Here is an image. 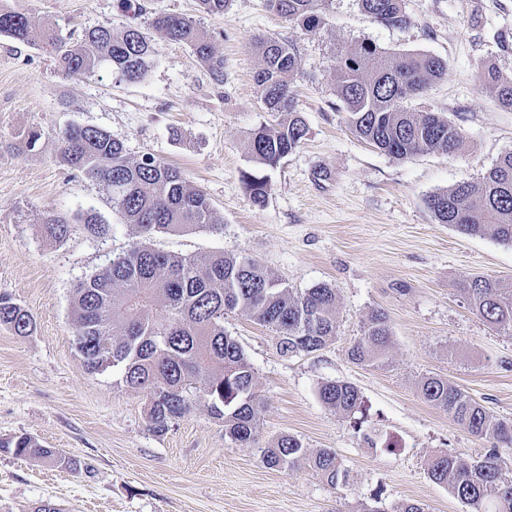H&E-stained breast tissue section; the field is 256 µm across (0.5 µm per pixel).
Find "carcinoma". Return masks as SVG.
<instances>
[{
	"instance_id": "cac0c4a2",
	"label": "carcinoma",
	"mask_w": 512,
	"mask_h": 512,
	"mask_svg": "<svg viewBox=\"0 0 512 512\" xmlns=\"http://www.w3.org/2000/svg\"><path fill=\"white\" fill-rule=\"evenodd\" d=\"M359 2L383 26L407 22L403 0ZM327 4L328 0H269L270 8L285 21L308 33L322 24ZM148 27L190 46L213 79L224 82V58L196 20L159 12ZM0 34L54 47L62 70L70 76L92 75L106 65L134 82L145 76L153 61L150 36L134 22L119 33L110 26L96 27L70 45L53 30L37 29L25 14L0 6ZM259 49L262 65L255 82L267 111L279 119L255 129L249 149L257 162L273 169L301 145L308 127L293 107L296 60L291 44L262 39ZM333 69L339 108L349 113L352 130L377 149L396 159L431 152L453 156L461 151L465 137L459 126L434 112L409 108L411 100L444 74L443 60L418 53L391 55L361 44L341 52ZM483 80L500 106L512 110V77L489 68ZM58 139L62 162L105 186L112 209L144 238L218 225L207 196L190 188L179 169L151 156L130 160L124 144L98 127L70 125ZM241 181L254 204L266 203L271 191L267 175L244 171ZM428 205L440 224L465 235L490 231L501 243L512 245V152L479 180L432 195ZM42 231L64 241L72 224L53 214L45 218ZM462 290L487 324L512 331L511 280L471 275L464 279ZM336 302L332 286L322 283L297 293L247 257L221 252L198 260L140 244L76 285L73 307L81 336L77 349L90 372L124 367L123 383L146 398V417L154 432H165L173 420L190 413L198 395L208 400L212 418L224 423V435L248 447L259 434L262 403L255 391L253 367L237 340L224 331V315L246 312L275 333L283 355L312 353L336 339ZM159 309L164 312L161 319L156 315ZM0 325L17 336L33 331L32 316L7 294L0 295ZM389 337L384 313H372L349 349L351 359L380 360ZM419 391L469 434L495 440L492 449L474 462L448 452L433 455L427 462L429 478L448 486L473 512H512V479L503 473L498 452L500 447H512V420L490 415L446 378L425 376ZM320 397L346 416L361 407L360 392L349 382L324 384ZM0 448L16 456L53 457V449L29 436L1 441ZM263 461L270 469L305 465L335 487L348 481L335 451L323 448L310 453L292 435L281 436L264 449Z\"/></svg>"
}]
</instances>
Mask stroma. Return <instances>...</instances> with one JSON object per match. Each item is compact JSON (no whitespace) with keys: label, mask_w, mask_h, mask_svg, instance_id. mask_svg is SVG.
Wrapping results in <instances>:
<instances>
[{"label":"stroma","mask_w":512,"mask_h":512,"mask_svg":"<svg viewBox=\"0 0 512 512\" xmlns=\"http://www.w3.org/2000/svg\"><path fill=\"white\" fill-rule=\"evenodd\" d=\"M0 2L70 43L129 21L117 0ZM141 2L144 25L155 11L197 18L224 58L223 84L187 45L159 32L153 63L137 82L105 67L67 76L51 46L0 35V293L35 321L23 337L0 325V440L27 435L74 462L68 468L0 451V512H34L62 499L71 512H353L377 493L385 512L407 502L426 512H468L428 477L425 462L439 451L470 462L492 442L425 402L418 386L428 374L447 377L493 416L512 419V333L481 320L459 288L471 273L512 279V246L489 232L468 236L437 223L427 201L479 180L512 152V110L480 78L487 67L512 77V0H403L408 21L399 27L374 22L359 0H329L313 33L284 21L267 0H229L216 16L200 14L197 0ZM263 38L294 47V105L308 133L268 170L271 193L260 207L241 174L258 166L252 132L277 120L254 82ZM361 43L446 62L411 107L459 125L464 153L397 160L353 132L337 108L333 63ZM71 124L111 132L131 159L148 155L179 167L208 197L220 230L158 234L153 249L244 256L296 292L319 283L336 288L337 336L313 353L281 355L272 331L246 313L225 315L224 330L241 344L265 403L251 446L226 437L201 400L166 432H153L144 396L122 384L119 368H83L73 290L141 237L113 211L103 185L61 162L57 134ZM31 129L42 137L28 150L23 137ZM87 211L109 225L106 236L87 233ZM52 213L70 220L68 239L39 234ZM376 311L391 331L384 357L354 363L348 350ZM331 381L359 388L361 420L322 402L320 388ZM373 433L391 448L368 447L364 437ZM283 435L312 452L333 449L348 485L331 487L305 466L267 468L263 450Z\"/></svg>","instance_id":"1"}]
</instances>
